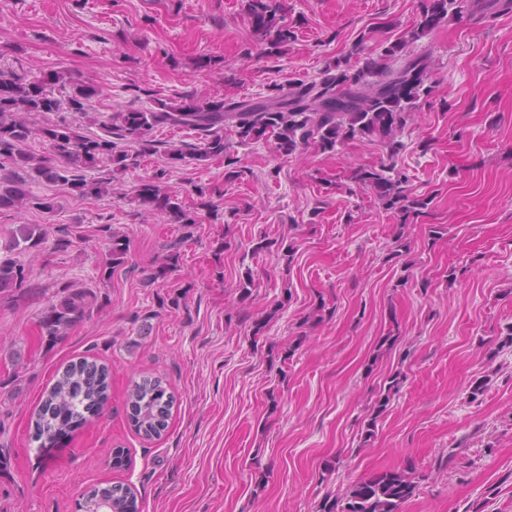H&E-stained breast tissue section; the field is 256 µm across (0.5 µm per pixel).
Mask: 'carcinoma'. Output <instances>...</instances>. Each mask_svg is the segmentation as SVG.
<instances>
[{"mask_svg": "<svg viewBox=\"0 0 512 512\" xmlns=\"http://www.w3.org/2000/svg\"><path fill=\"white\" fill-rule=\"evenodd\" d=\"M246 13L253 31L267 41L268 53H277L295 39L286 22L283 0H245ZM459 0H418V18L408 38L384 46L380 59L363 58L355 67L350 58L336 60L323 77L311 82L276 86L273 94L262 99L226 102L222 98L191 99L171 106L162 99L153 100L149 109L115 112L101 124V133L78 131L60 122L41 127L31 125L26 116L67 110L85 115L98 97L94 85L77 80L71 84L56 72L28 80L10 70L0 69V160L12 166L11 173L0 176V209L28 202L40 210L51 212L55 202L38 197L26 189L20 172H34L50 182L61 183L81 197H100L107 192L112 175L141 166L149 147L138 148L145 132L160 125L185 128L195 132L197 142L164 151L168 159L190 158L206 161L227 159L225 180L243 179L245 170L227 158L230 143L224 137L229 129L241 145L273 139L284 156L314 148L334 151L349 141L377 138L387 149V161L380 167H359L352 176L355 183L371 189L389 209L404 215L419 214L428 208L429 198L412 194L405 175L397 168L403 144L398 135L404 129L417 102L433 91L427 59L407 56L397 68L387 60L402 55L408 42L416 41L452 14L463 13ZM65 90L58 98L55 88ZM40 140L46 154L39 156L28 149L29 141ZM107 167L109 178H87V172ZM138 199L153 209L170 216L182 225L183 235L167 245L166 263L157 267L150 280L164 279L177 267L181 247L192 238L191 228L197 220L185 209L178 195L164 192L153 181L140 185ZM100 231L108 235V258L104 269L110 271L125 263L129 244L124 237L104 224ZM44 233L38 224H21L8 249L26 251L40 245ZM40 292L28 280L25 267L13 258H0V299L25 298ZM97 295L90 289L66 284L53 293L41 317L42 333L48 343L56 344L67 331L83 322L91 312ZM109 370L95 360L83 358L57 372V380L42 398L34 413L32 439L46 447L63 433L69 420L99 414L108 390ZM399 379L390 378L387 393L378 400L375 416L366 424L365 440L375 435L377 417L389 402V392L398 389ZM176 402L161 377H145L134 383L128 394L129 421L136 433L151 440L162 435ZM416 484L404 472L386 470L357 481L341 497L329 496L319 512H402V505L415 493ZM139 512L135 491L128 485L115 483L90 490L81 508L83 512Z\"/></svg>", "mask_w": 512, "mask_h": 512, "instance_id": "1", "label": "carcinoma"}]
</instances>
